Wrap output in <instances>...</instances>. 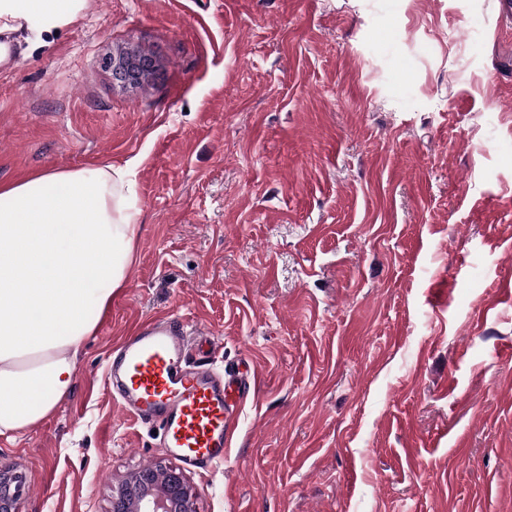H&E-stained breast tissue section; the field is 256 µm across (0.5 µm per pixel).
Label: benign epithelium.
Wrapping results in <instances>:
<instances>
[{"label": "benign epithelium", "instance_id": "benign-epithelium-1", "mask_svg": "<svg viewBox=\"0 0 512 512\" xmlns=\"http://www.w3.org/2000/svg\"><path fill=\"white\" fill-rule=\"evenodd\" d=\"M153 71L152 60L130 55L113 61V80L135 82ZM19 476L0 470V512H19ZM110 512H198L197 494L182 472L159 463L127 474L112 487Z\"/></svg>", "mask_w": 512, "mask_h": 512}]
</instances>
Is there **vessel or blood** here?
<instances>
[{"instance_id": "1", "label": "vessel or blood", "mask_w": 512, "mask_h": 512, "mask_svg": "<svg viewBox=\"0 0 512 512\" xmlns=\"http://www.w3.org/2000/svg\"><path fill=\"white\" fill-rule=\"evenodd\" d=\"M218 350L207 333L189 336L184 323L160 316L114 345L106 365L122 415L157 425L161 448L200 472L223 462L255 382L246 367L215 372L210 362Z\"/></svg>"}]
</instances>
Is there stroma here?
Wrapping results in <instances>:
<instances>
[{
  "label": "stroma",
  "mask_w": 512,
  "mask_h": 512,
  "mask_svg": "<svg viewBox=\"0 0 512 512\" xmlns=\"http://www.w3.org/2000/svg\"><path fill=\"white\" fill-rule=\"evenodd\" d=\"M496 0H87L0 72V182L132 164L134 262L69 394L0 436L20 512L173 456L113 344L168 313L255 389L199 512H512V33ZM151 57L135 84L112 60Z\"/></svg>",
  "instance_id": "35a3bbf8"
}]
</instances>
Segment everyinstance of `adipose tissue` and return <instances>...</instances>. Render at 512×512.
<instances>
[{
    "label": "adipose tissue",
    "instance_id": "adipose-tissue-1",
    "mask_svg": "<svg viewBox=\"0 0 512 512\" xmlns=\"http://www.w3.org/2000/svg\"><path fill=\"white\" fill-rule=\"evenodd\" d=\"M85 0H0V67L23 34L73 23ZM130 166L107 165L0 183V435L56 410L74 363L124 287L140 211Z\"/></svg>",
    "mask_w": 512,
    "mask_h": 512
}]
</instances>
